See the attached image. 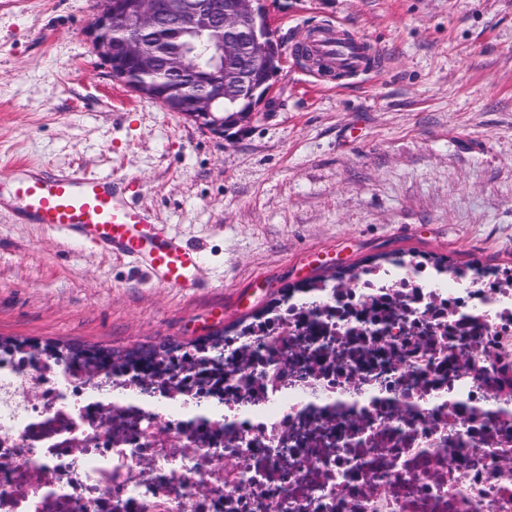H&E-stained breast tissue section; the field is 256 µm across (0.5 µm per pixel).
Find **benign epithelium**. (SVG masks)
Masks as SVG:
<instances>
[{
  "mask_svg": "<svg viewBox=\"0 0 512 512\" xmlns=\"http://www.w3.org/2000/svg\"><path fill=\"white\" fill-rule=\"evenodd\" d=\"M265 12L263 0H234L228 9L223 0H163L161 6L157 0H110L88 25L86 34L111 76L124 82L128 67H133L140 79L130 85L132 91L223 137L231 129L247 127L269 100L277 70L256 26ZM160 27L176 37L195 30H208L216 37L221 62L206 90H185L186 55L181 46L162 48L149 36ZM247 89L253 100L251 108L224 123L218 104L242 96Z\"/></svg>",
  "mask_w": 512,
  "mask_h": 512,
  "instance_id": "benign-epithelium-1",
  "label": "benign epithelium"
}]
</instances>
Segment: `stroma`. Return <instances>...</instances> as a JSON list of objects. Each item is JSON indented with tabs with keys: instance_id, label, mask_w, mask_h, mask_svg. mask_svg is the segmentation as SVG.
<instances>
[{
	"instance_id": "stroma-1",
	"label": "stroma",
	"mask_w": 512,
	"mask_h": 512,
	"mask_svg": "<svg viewBox=\"0 0 512 512\" xmlns=\"http://www.w3.org/2000/svg\"><path fill=\"white\" fill-rule=\"evenodd\" d=\"M100 0H0V182L22 162L126 178L202 248V288L155 283L0 210V337L186 344L312 279L394 255L512 268V0H265L274 102L222 138L109 76ZM362 34L380 71L330 79L295 47Z\"/></svg>"
}]
</instances>
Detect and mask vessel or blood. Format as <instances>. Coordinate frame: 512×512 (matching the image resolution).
Here are the masks:
<instances>
[{
  "mask_svg": "<svg viewBox=\"0 0 512 512\" xmlns=\"http://www.w3.org/2000/svg\"><path fill=\"white\" fill-rule=\"evenodd\" d=\"M308 50L340 72L359 73L372 63L367 39L355 31H327L309 41ZM16 199L27 221L61 226L103 253L132 261L157 283L183 291L202 285L201 248L165 231L114 176L20 164L0 205Z\"/></svg>",
  "mask_w": 512,
  "mask_h": 512,
  "instance_id": "vessel-or-blood-1",
  "label": "vessel or blood"
}]
</instances>
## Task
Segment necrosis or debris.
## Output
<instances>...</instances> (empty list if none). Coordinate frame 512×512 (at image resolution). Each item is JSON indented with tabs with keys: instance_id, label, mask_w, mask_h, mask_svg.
Masks as SVG:
<instances>
[{
	"instance_id": "obj_1",
	"label": "necrosis or debris",
	"mask_w": 512,
	"mask_h": 512,
	"mask_svg": "<svg viewBox=\"0 0 512 512\" xmlns=\"http://www.w3.org/2000/svg\"><path fill=\"white\" fill-rule=\"evenodd\" d=\"M0 512H512V291L412 263L221 361L0 358Z\"/></svg>"
}]
</instances>
